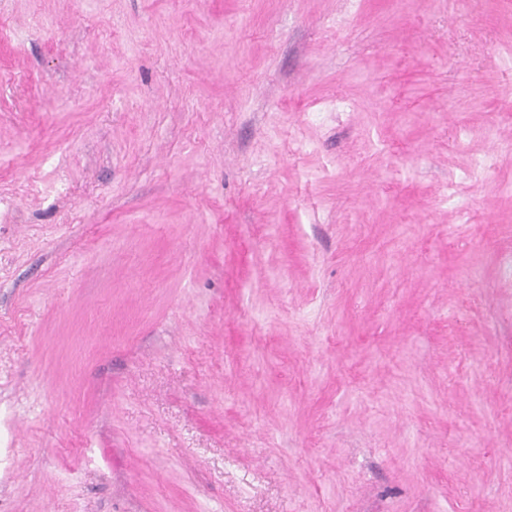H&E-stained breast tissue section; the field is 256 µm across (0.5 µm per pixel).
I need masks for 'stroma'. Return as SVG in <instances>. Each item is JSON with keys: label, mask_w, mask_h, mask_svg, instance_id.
Segmentation results:
<instances>
[{"label": "stroma", "mask_w": 512, "mask_h": 512, "mask_svg": "<svg viewBox=\"0 0 512 512\" xmlns=\"http://www.w3.org/2000/svg\"><path fill=\"white\" fill-rule=\"evenodd\" d=\"M0 512H512V0H0Z\"/></svg>", "instance_id": "1"}]
</instances>
